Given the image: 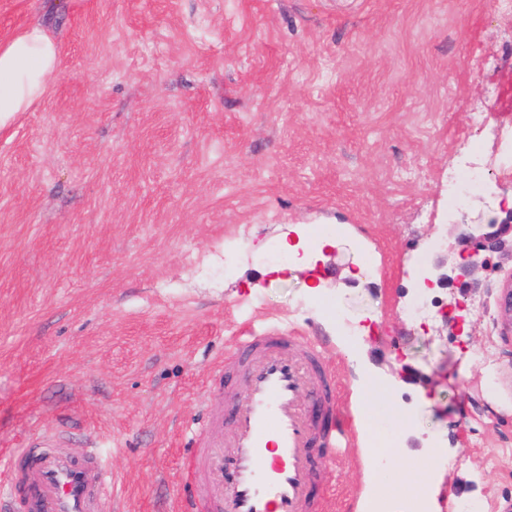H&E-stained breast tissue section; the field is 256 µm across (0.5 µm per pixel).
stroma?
Returning <instances> with one entry per match:
<instances>
[{
    "label": "stroma",
    "mask_w": 512,
    "mask_h": 512,
    "mask_svg": "<svg viewBox=\"0 0 512 512\" xmlns=\"http://www.w3.org/2000/svg\"><path fill=\"white\" fill-rule=\"evenodd\" d=\"M0 0V38L39 21L58 68L0 131V454L71 426L115 481L112 512H181L182 459L230 402L245 326L316 337L357 422L355 378L386 387L428 470L431 512H512V261L405 317L423 242L452 272L448 190L473 147L512 127V13L486 0ZM479 58L484 68L471 67ZM512 198L491 168L457 222ZM340 224L311 263L282 242ZM370 270L362 278L354 271ZM480 301L466 325L460 308ZM373 321L370 335L344 323ZM368 481L361 448L320 478L331 512H414Z\"/></svg>",
    "instance_id": "stroma-1"
}]
</instances>
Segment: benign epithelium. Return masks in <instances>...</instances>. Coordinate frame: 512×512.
Here are the masks:
<instances>
[{
	"label": "benign epithelium",
	"mask_w": 512,
	"mask_h": 512,
	"mask_svg": "<svg viewBox=\"0 0 512 512\" xmlns=\"http://www.w3.org/2000/svg\"><path fill=\"white\" fill-rule=\"evenodd\" d=\"M504 217L494 218L487 224H467L458 234L460 262L456 265V281L459 288L465 290L480 270H487L494 258L504 252L512 254V210H503Z\"/></svg>",
	"instance_id": "7a95c632"
}]
</instances>
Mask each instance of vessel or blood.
<instances>
[{"label": "vessel or blood", "mask_w": 512, "mask_h": 512, "mask_svg": "<svg viewBox=\"0 0 512 512\" xmlns=\"http://www.w3.org/2000/svg\"><path fill=\"white\" fill-rule=\"evenodd\" d=\"M224 385L242 402L223 427L201 423L186 455L200 493L186 512H324L316 467L335 465L339 380L319 342L296 330H246L224 358ZM13 512H97L109 495L94 450L76 454L61 433H37L0 465Z\"/></svg>", "instance_id": "obj_1"}]
</instances>
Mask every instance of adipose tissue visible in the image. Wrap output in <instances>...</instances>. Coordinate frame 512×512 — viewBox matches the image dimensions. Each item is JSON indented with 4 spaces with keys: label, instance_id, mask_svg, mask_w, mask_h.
I'll return each instance as SVG.
<instances>
[{
    "label": "adipose tissue",
    "instance_id": "1",
    "mask_svg": "<svg viewBox=\"0 0 512 512\" xmlns=\"http://www.w3.org/2000/svg\"><path fill=\"white\" fill-rule=\"evenodd\" d=\"M56 64L57 47L41 24L0 39V129L42 99Z\"/></svg>",
    "mask_w": 512,
    "mask_h": 512
}]
</instances>
